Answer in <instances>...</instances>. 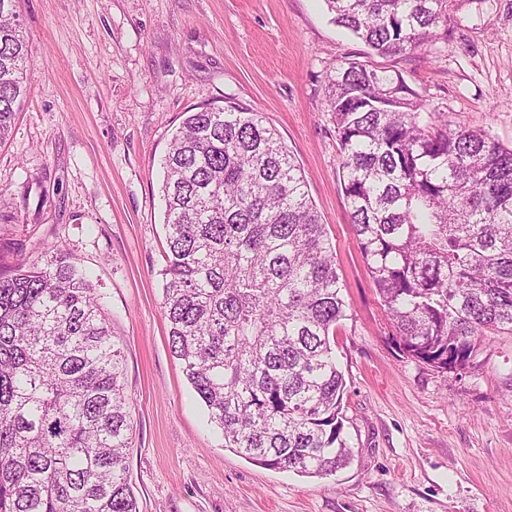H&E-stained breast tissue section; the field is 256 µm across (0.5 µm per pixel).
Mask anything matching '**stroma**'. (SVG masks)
Returning a JSON list of instances; mask_svg holds the SVG:
<instances>
[{"label":"stroma","instance_id":"1","mask_svg":"<svg viewBox=\"0 0 512 512\" xmlns=\"http://www.w3.org/2000/svg\"><path fill=\"white\" fill-rule=\"evenodd\" d=\"M26 91L0 144V271L51 246L85 270L120 348L139 512H512V331L477 365L406 357L343 192L327 77L402 78L451 127L512 147V0H448L446 37L379 57L324 0H17ZM247 105L300 166L348 304L337 330L348 467L326 478L225 448L168 344L162 160L186 112Z\"/></svg>","mask_w":512,"mask_h":512}]
</instances>
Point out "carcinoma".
Returning a JSON list of instances; mask_svg holds the SVG:
<instances>
[{"mask_svg":"<svg viewBox=\"0 0 512 512\" xmlns=\"http://www.w3.org/2000/svg\"><path fill=\"white\" fill-rule=\"evenodd\" d=\"M382 56L423 47L447 0H325ZM16 0H0V142L27 80ZM342 188L385 316L440 372L512 331V148L436 124L399 78L353 60L328 78ZM163 315L189 384L257 464L323 477L352 456L333 350L348 317L299 166L260 113H188L164 159ZM0 273V512H137L124 365L61 249Z\"/></svg>","mask_w":512,"mask_h":512,"instance_id":"cac0c4a2","label":"carcinoma"}]
</instances>
